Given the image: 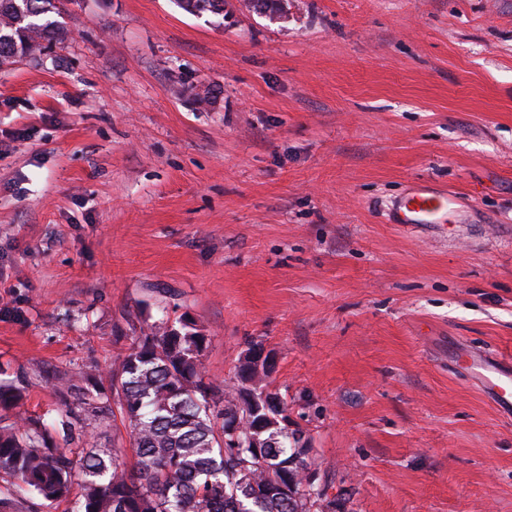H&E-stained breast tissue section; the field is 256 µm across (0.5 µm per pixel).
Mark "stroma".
<instances>
[{
    "label": "stroma",
    "mask_w": 512,
    "mask_h": 512,
    "mask_svg": "<svg viewBox=\"0 0 512 512\" xmlns=\"http://www.w3.org/2000/svg\"><path fill=\"white\" fill-rule=\"evenodd\" d=\"M70 0L0 69V379L51 376L159 319L250 345L328 512H512V415L452 359L512 363V0ZM462 202L399 224L415 189ZM0 476L13 512H75Z\"/></svg>",
    "instance_id": "35a3bbf8"
}]
</instances>
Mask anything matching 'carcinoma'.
<instances>
[{
  "instance_id": "obj_1",
  "label": "carcinoma",
  "mask_w": 512,
  "mask_h": 512,
  "mask_svg": "<svg viewBox=\"0 0 512 512\" xmlns=\"http://www.w3.org/2000/svg\"><path fill=\"white\" fill-rule=\"evenodd\" d=\"M192 14H222L216 0H179ZM65 0H0V63H14L29 43H61L57 20ZM206 336L184 323L162 320L141 331L129 352L104 372L112 396L95 375L56 374L57 426L38 419L0 423V474L53 503L70 495L81 477L78 512H311L321 491L306 485L305 449L282 425L265 421L263 408L242 413L244 427L259 426L268 442L255 448L224 447L223 399L205 382ZM21 389L0 381V409L16 407ZM88 405L102 424L114 411L128 424L136 463L129 468L117 449H102L77 430L79 407ZM80 440L79 458L67 446ZM281 480L295 488L288 499L266 494Z\"/></svg>"
}]
</instances>
